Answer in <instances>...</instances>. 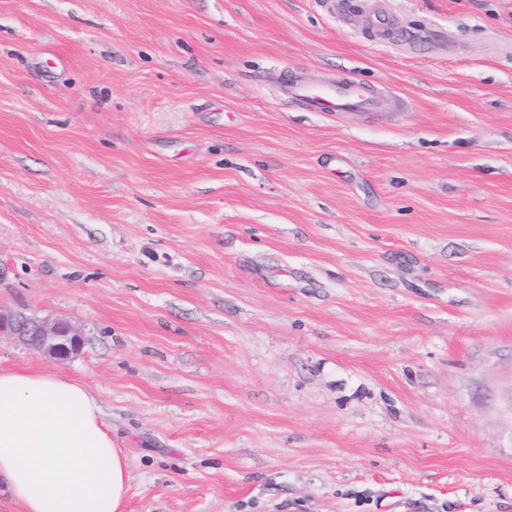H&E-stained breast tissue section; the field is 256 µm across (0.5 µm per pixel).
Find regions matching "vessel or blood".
I'll use <instances>...</instances> for the list:
<instances>
[{
    "label": "vessel or blood",
    "instance_id": "b4317fda",
    "mask_svg": "<svg viewBox=\"0 0 512 512\" xmlns=\"http://www.w3.org/2000/svg\"><path fill=\"white\" fill-rule=\"evenodd\" d=\"M282 86L288 97L312 112L380 114L399 103L395 96L353 78L326 85H310L286 78Z\"/></svg>",
    "mask_w": 512,
    "mask_h": 512
}]
</instances>
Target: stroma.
Segmentation results:
<instances>
[{
	"instance_id": "1",
	"label": "stroma",
	"mask_w": 512,
	"mask_h": 512,
	"mask_svg": "<svg viewBox=\"0 0 512 512\" xmlns=\"http://www.w3.org/2000/svg\"><path fill=\"white\" fill-rule=\"evenodd\" d=\"M0 0V367L124 512H512V0ZM403 99L308 112L281 70ZM3 333L59 361L69 359L83 345L81 329L70 322L30 317L22 311H0V335Z\"/></svg>"
}]
</instances>
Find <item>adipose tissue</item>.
Masks as SVG:
<instances>
[{
    "label": "adipose tissue",
    "instance_id": "ef3b65f1",
    "mask_svg": "<svg viewBox=\"0 0 512 512\" xmlns=\"http://www.w3.org/2000/svg\"><path fill=\"white\" fill-rule=\"evenodd\" d=\"M128 461L80 383L0 369V493L22 512H123Z\"/></svg>",
    "mask_w": 512,
    "mask_h": 512
}]
</instances>
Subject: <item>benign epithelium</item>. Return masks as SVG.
Instances as JSON below:
<instances>
[{"label": "benign epithelium", "mask_w": 512, "mask_h": 512, "mask_svg": "<svg viewBox=\"0 0 512 512\" xmlns=\"http://www.w3.org/2000/svg\"><path fill=\"white\" fill-rule=\"evenodd\" d=\"M3 333L59 361L69 359L83 345L81 329L70 322L30 317L22 311H0V335Z\"/></svg>", "instance_id": "7a95c632"}]
</instances>
